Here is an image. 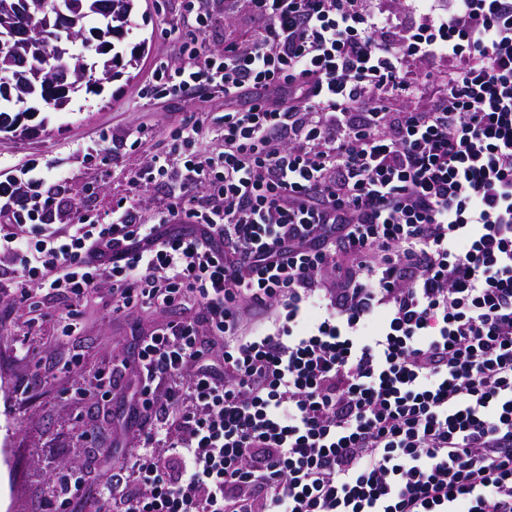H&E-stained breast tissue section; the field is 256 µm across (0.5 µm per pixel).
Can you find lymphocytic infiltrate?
Wrapping results in <instances>:
<instances>
[{"mask_svg": "<svg viewBox=\"0 0 512 512\" xmlns=\"http://www.w3.org/2000/svg\"><path fill=\"white\" fill-rule=\"evenodd\" d=\"M184 2L147 91L224 112L135 172L151 219L0 170V298L67 335L103 288L198 309L140 339L147 431L92 512H512V0ZM250 26L251 23L247 18L239 17L225 30L224 27H221L220 29L207 32L205 35L202 34L201 37L206 38L215 48L222 49L224 47V39L241 38L250 31Z\"/></svg>", "mask_w": 512, "mask_h": 512, "instance_id": "obj_1", "label": "lymphocytic infiltrate"}]
</instances>
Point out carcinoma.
Listing matches in <instances>:
<instances>
[{
	"mask_svg": "<svg viewBox=\"0 0 512 512\" xmlns=\"http://www.w3.org/2000/svg\"><path fill=\"white\" fill-rule=\"evenodd\" d=\"M22 6V13L11 17L16 26L12 39L18 44L16 53H0V83L12 72L45 71L44 78L25 89H15L9 96L0 92V132L28 128L21 119L42 107L50 111L64 109L72 95L85 90L94 91L104 81V73L112 72L122 57L112 52V36L121 32L130 15L136 10V0H0ZM61 9L77 22L75 32L87 30L103 35L82 42L84 51L75 53L72 46L80 40L71 36L64 26L55 25V9ZM96 19L97 25L86 28L87 21Z\"/></svg>",
	"mask_w": 512,
	"mask_h": 512,
	"instance_id": "1",
	"label": "carcinoma"
}]
</instances>
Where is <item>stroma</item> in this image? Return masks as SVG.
Wrapping results in <instances>:
<instances>
[{
    "mask_svg": "<svg viewBox=\"0 0 512 512\" xmlns=\"http://www.w3.org/2000/svg\"><path fill=\"white\" fill-rule=\"evenodd\" d=\"M194 32L183 0H139L134 24L119 44L122 53L135 45L144 51L129 74L104 82L100 93H79L63 110L48 112L39 135L20 138L0 133V167L32 157L51 162L54 173L67 178L66 193L83 209L106 214L113 200L139 195L143 209L164 194V185L136 192L132 177L161 151L171 127L186 112H220L224 97L197 94L148 100L143 96L156 61L180 63L181 47ZM149 130L138 147L125 145L127 132ZM110 129L113 142L98 141ZM94 194H83L86 184ZM56 303L41 308L19 300L0 302V512H44L59 491L62 475L81 476L88 499H95L112 476L113 465L125 461L140 420L123 422L121 396L102 401L100 374L113 363L127 366L125 382L136 385L138 337L168 320V313L140 309L114 317L104 294L87 296L78 305L80 330L63 335ZM43 373L41 384L22 392L24 382ZM94 428L91 440L79 439Z\"/></svg>",
    "mask_w": 512,
    "mask_h": 512,
    "instance_id": "obj_1",
    "label": "stroma"
}]
</instances>
